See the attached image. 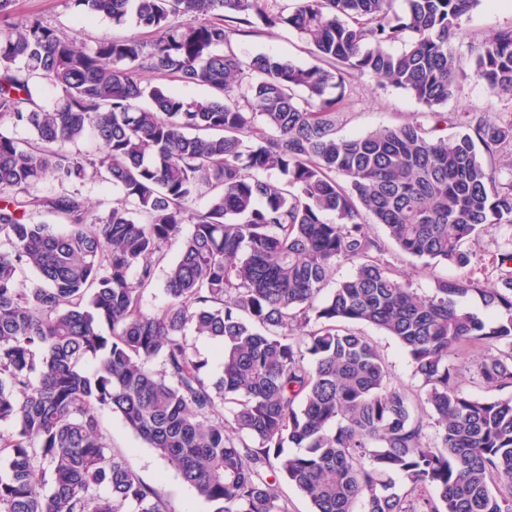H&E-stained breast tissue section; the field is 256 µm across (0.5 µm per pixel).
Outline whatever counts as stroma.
Here are the masks:
<instances>
[{
  "mask_svg": "<svg viewBox=\"0 0 512 512\" xmlns=\"http://www.w3.org/2000/svg\"><path fill=\"white\" fill-rule=\"evenodd\" d=\"M37 17L60 33L77 38L85 48H95L97 41L108 37H128L136 34L134 24L113 25L108 18L85 17L74 0H15L8 17H0V27L19 25ZM512 26V0H482L464 23L466 39L482 40L495 30ZM254 32L238 38L235 47L243 56L271 53L299 64L309 65L314 61L306 45L297 35L284 27H271L255 21ZM494 106L502 120L512 119V100L491 101L486 87L474 78H467L454 98L449 100L446 110L453 118L449 133L460 131L462 123L469 117ZM342 120L338 133L342 136L367 134L385 126L421 120L423 107L408 92L389 84L378 82L367 74L349 76L345 99L341 104ZM371 234L384 248L383 259L387 261L394 276L405 280L418 293H426L434 286L435 279L454 280L461 274L474 279L497 283L505 273L500 256L512 248V227L494 226L479 237L469 241L467 248L473 254L468 269L440 264L425 266L388 238L382 225H370ZM362 335L368 336L382 353L395 384L404 387L410 394H417L421 382L414 376L408 358L398 341L377 330L361 326ZM103 427L113 448L122 451L129 466L140 479L157 488L171 503L174 512H215V504L201 499L182 481L176 470L160 458L153 449L139 439L123 423L118 414L105 410L101 413Z\"/></svg>",
  "mask_w": 512,
  "mask_h": 512,
  "instance_id": "obj_1",
  "label": "stroma"
}]
</instances>
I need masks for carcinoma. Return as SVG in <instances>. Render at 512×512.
Returning <instances> with one entry per match:
<instances>
[{
  "mask_svg": "<svg viewBox=\"0 0 512 512\" xmlns=\"http://www.w3.org/2000/svg\"><path fill=\"white\" fill-rule=\"evenodd\" d=\"M74 2L149 38L88 51L38 18L0 29V125L33 134L0 130V512H174L112 448L105 409L216 512H288L267 470L312 512H512V397L466 391L455 361L480 346L477 379L512 387V270L500 288L463 275L421 295L368 229L464 269L468 241L512 226V181L477 152L511 144L512 121L483 112L444 134L464 76L454 40L480 0ZM254 17L318 63L239 55ZM469 62L512 98V26L469 45ZM151 72L209 96L189 102ZM354 72L409 92L433 126L337 135ZM89 131L98 157L64 150ZM85 178L119 191L107 214L64 188ZM47 180L63 189L38 192ZM341 263L353 272L336 282ZM160 268L168 302L146 312ZM469 294L495 316L462 308ZM364 324L400 343L434 422L413 416ZM189 330L220 347L223 376Z\"/></svg>",
  "mask_w": 512,
  "mask_h": 512,
  "instance_id": "obj_1",
  "label": "carcinoma"
}]
</instances>
